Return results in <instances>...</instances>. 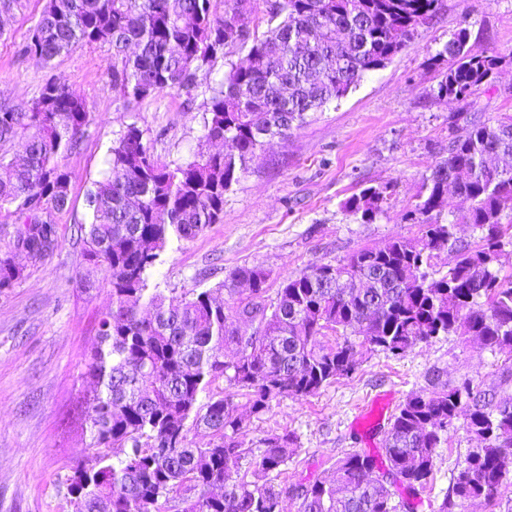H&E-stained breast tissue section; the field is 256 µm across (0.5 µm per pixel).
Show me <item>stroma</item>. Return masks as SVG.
Wrapping results in <instances>:
<instances>
[{
	"label": "stroma",
	"mask_w": 512,
	"mask_h": 512,
	"mask_svg": "<svg viewBox=\"0 0 512 512\" xmlns=\"http://www.w3.org/2000/svg\"><path fill=\"white\" fill-rule=\"evenodd\" d=\"M46 0H22L0 19V100L22 108L45 81L57 79L86 98L91 122L78 151L66 160L71 175L69 205L53 215L57 245L44 260L13 250L16 218L0 213V256L13 254L23 276L0 292V512H68L67 478L94 451L83 430V373L98 341L99 320L112 306L107 285L83 288L79 224L86 220V193L101 179L113 142L127 125L166 163L193 161L202 141L204 103L222 78L216 62L197 74L193 93L167 89L143 100L124 97L112 79L106 44L84 45L50 65L22 55ZM467 29L474 52L493 51L504 62L490 83L468 102L437 99L438 71L430 58ZM486 119L512 113V0H442L422 28L385 67L366 73L346 97L312 115L287 139H271L224 196V221L191 240L172 241L151 282L183 292L230 281L237 267L256 266L269 284L315 264H339L355 251L397 237L421 239L423 225L407 221L425 176L447 154L453 115ZM391 185L386 215L365 224L348 216L344 201L367 187ZM512 352H491L451 334L417 345L400 358L363 352L356 371L303 399L273 400L249 414L244 395L234 400L247 412L241 439L248 448L291 432L298 451L283 466L278 483L329 477L345 453L379 455L382 437L362 441L350 424L380 394L402 405L430 390L428 376L442 381H482L497 397L512 398L503 371ZM475 443L462 427L451 428L438 451L429 489L413 512H439L450 479Z\"/></svg>",
	"instance_id": "1"
}]
</instances>
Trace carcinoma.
<instances>
[{"mask_svg":"<svg viewBox=\"0 0 512 512\" xmlns=\"http://www.w3.org/2000/svg\"><path fill=\"white\" fill-rule=\"evenodd\" d=\"M237 0H47L23 54L49 63L61 54L102 41L114 58L112 76L124 95L143 100L165 89H188L196 72L227 52L207 53L221 42L225 12ZM440 0H278L266 12V30L236 17L237 37L225 47L247 51L226 62L211 89L203 139L231 151L201 154L188 163L158 161L130 124L112 145L104 178L87 191L82 285L101 272L112 308L99 321V344L84 377L89 447L97 463L75 469L67 485L72 512H168L181 486L197 495L179 512H281V496L299 500V512H400L392 488L415 497L428 488L442 436L454 422L480 442L453 476L440 512L456 502H490L512 474V403L499 402L482 384L451 385L439 376L432 391L412 394L383 440L385 459L357 450L336 463L332 478L283 486L247 480L267 477L297 452L290 432L273 434L253 453L239 437L245 420L233 396L213 390L217 379L243 392L251 413L278 397L305 398L357 368V346L400 357L421 342L451 333L472 336L492 351L512 349V280L499 276V257L512 246V114L494 120L472 114L451 126L447 156L424 178L406 219L425 225L422 241L400 237L353 253L338 265L315 264L284 278L268 302L269 274L249 266L224 287L180 295L151 285L152 270L170 241L191 240L224 219V195L248 169L268 137L286 136L309 113L345 97L364 74L389 62L418 29L429 24ZM459 30L432 60L448 58L434 89L438 97L466 101L489 83L504 57L467 49ZM48 79L22 111L0 101V211H13L27 231L14 248L33 261L52 250L53 213L70 201L64 161L76 152L90 123L84 96ZM460 199L463 220L482 232L473 247L454 237V222L438 210L448 189ZM392 188L368 187L344 209L363 223L386 213ZM448 246V272L430 274L433 250ZM23 268L0 257V290ZM227 292L228 301L215 294ZM255 325L252 334L237 323ZM343 342L326 348L327 332ZM363 336L361 344L350 340ZM204 428L211 439L192 446Z\"/></svg>","mask_w":512,"mask_h":512,"instance_id":"cac0c4a2","label":"carcinoma"}]
</instances>
